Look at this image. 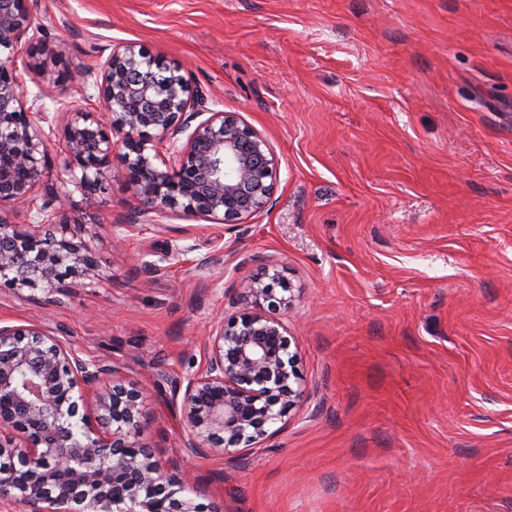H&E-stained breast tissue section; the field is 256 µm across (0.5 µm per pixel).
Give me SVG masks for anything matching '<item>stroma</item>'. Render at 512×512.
Here are the masks:
<instances>
[{"label": "stroma", "mask_w": 512, "mask_h": 512, "mask_svg": "<svg viewBox=\"0 0 512 512\" xmlns=\"http://www.w3.org/2000/svg\"><path fill=\"white\" fill-rule=\"evenodd\" d=\"M40 40L93 67L133 42L184 64L278 162L240 224L136 214L120 167L77 217L122 224L104 277L0 290L147 391L145 439L222 512H512V0H29ZM27 100L98 109L90 84ZM283 268L308 399L234 457L189 455L176 383L244 282Z\"/></svg>", "instance_id": "1"}]
</instances>
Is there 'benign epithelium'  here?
Instances as JSON below:
<instances>
[{"instance_id":"7a95c632","label":"benign epithelium","mask_w":512,"mask_h":512,"mask_svg":"<svg viewBox=\"0 0 512 512\" xmlns=\"http://www.w3.org/2000/svg\"><path fill=\"white\" fill-rule=\"evenodd\" d=\"M27 0H0V288L68 292L103 278L100 230L116 224L70 216V193L38 195L51 166L46 113L27 105L26 58L37 40ZM47 88L93 75L99 115L62 110V174L95 195L123 170L134 199L160 214L180 212L240 224L265 209L277 183L267 140L238 112L207 107L180 66L132 43L113 46L97 70L55 71ZM283 294H278L277 290ZM296 301L277 267L249 281L241 309L205 338L202 369L174 393L180 447L233 456L276 433L306 397L297 353L278 311ZM145 396L117 363L86 358L44 326L0 324V508L5 512H204L192 479L169 474L165 451L142 441Z\"/></svg>"}]
</instances>
